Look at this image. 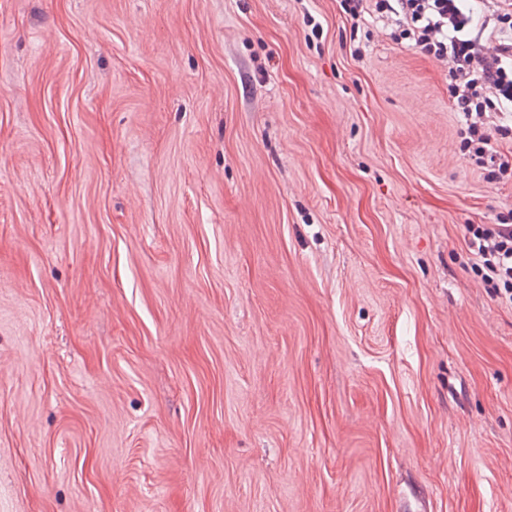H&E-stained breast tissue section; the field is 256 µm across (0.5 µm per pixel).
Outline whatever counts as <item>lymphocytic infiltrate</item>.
Returning a JSON list of instances; mask_svg holds the SVG:
<instances>
[{
  "mask_svg": "<svg viewBox=\"0 0 512 512\" xmlns=\"http://www.w3.org/2000/svg\"><path fill=\"white\" fill-rule=\"evenodd\" d=\"M358 34L364 14L387 21L394 43H404L448 65V92L462 117L460 152L492 182L512 180V137L500 117L512 108V0H486L475 23L466 0H341ZM464 239L473 268L500 302L512 304V226L467 224Z\"/></svg>",
  "mask_w": 512,
  "mask_h": 512,
  "instance_id": "obj_1",
  "label": "lymphocytic infiltrate"
}]
</instances>
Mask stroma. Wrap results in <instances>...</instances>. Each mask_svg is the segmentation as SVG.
<instances>
[{"mask_svg": "<svg viewBox=\"0 0 512 512\" xmlns=\"http://www.w3.org/2000/svg\"><path fill=\"white\" fill-rule=\"evenodd\" d=\"M360 26L0 0V512H512V182ZM463 233L473 270L496 299L512 306V224H466Z\"/></svg>", "mask_w": 512, "mask_h": 512, "instance_id": "35a3bbf8", "label": "stroma"}]
</instances>
